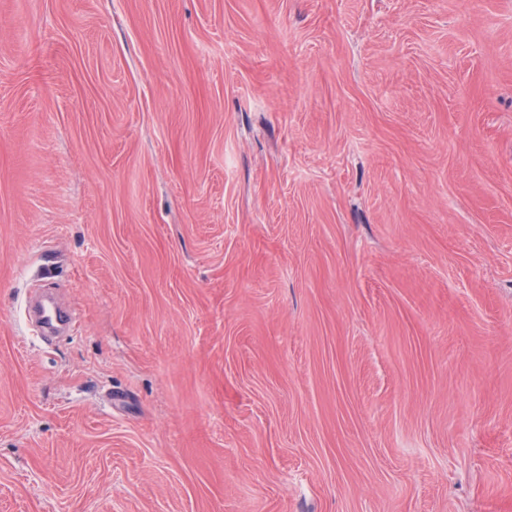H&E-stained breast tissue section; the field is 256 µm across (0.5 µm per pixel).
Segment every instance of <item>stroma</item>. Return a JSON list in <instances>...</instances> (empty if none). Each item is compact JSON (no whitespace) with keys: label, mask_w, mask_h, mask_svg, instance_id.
<instances>
[{"label":"stroma","mask_w":512,"mask_h":512,"mask_svg":"<svg viewBox=\"0 0 512 512\" xmlns=\"http://www.w3.org/2000/svg\"><path fill=\"white\" fill-rule=\"evenodd\" d=\"M0 512H512V0H0Z\"/></svg>","instance_id":"stroma-1"}]
</instances>
